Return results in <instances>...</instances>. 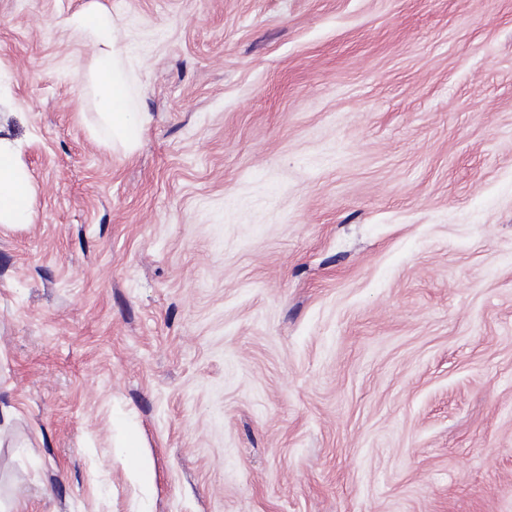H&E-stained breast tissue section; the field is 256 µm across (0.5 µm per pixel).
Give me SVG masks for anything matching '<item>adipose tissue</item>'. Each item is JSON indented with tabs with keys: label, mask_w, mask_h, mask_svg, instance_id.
<instances>
[{
	"label": "adipose tissue",
	"mask_w": 512,
	"mask_h": 512,
	"mask_svg": "<svg viewBox=\"0 0 512 512\" xmlns=\"http://www.w3.org/2000/svg\"><path fill=\"white\" fill-rule=\"evenodd\" d=\"M63 26L77 40L92 42L93 81L97 91V122L113 144L125 151L136 147L146 118L129 106L124 77L125 28L110 12L95 6L66 17ZM33 186L17 156L14 142L0 137V225L13 227L32 221Z\"/></svg>",
	"instance_id": "1"
}]
</instances>
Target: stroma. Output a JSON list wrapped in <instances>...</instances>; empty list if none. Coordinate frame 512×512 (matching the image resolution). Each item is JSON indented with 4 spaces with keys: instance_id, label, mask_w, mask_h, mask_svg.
<instances>
[{
    "instance_id": "stroma-1",
    "label": "stroma",
    "mask_w": 512,
    "mask_h": 512,
    "mask_svg": "<svg viewBox=\"0 0 512 512\" xmlns=\"http://www.w3.org/2000/svg\"><path fill=\"white\" fill-rule=\"evenodd\" d=\"M0 131V512H512V0H0ZM62 24L75 39L92 42L98 125L106 131L112 146L131 152L142 135L146 118L129 106L123 58L126 29L114 21L110 12L95 5L64 18ZM33 186L9 137H0V224L13 227L32 221Z\"/></svg>"
}]
</instances>
